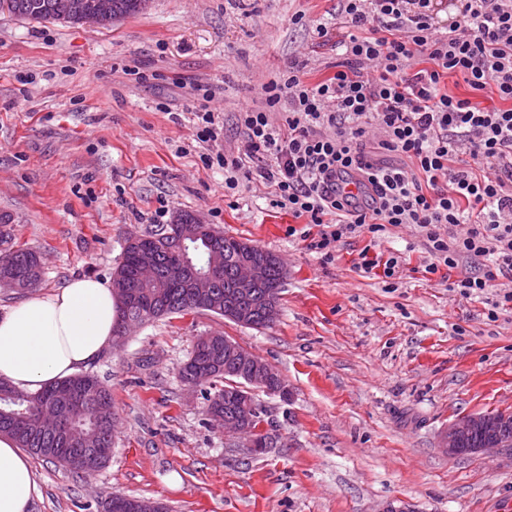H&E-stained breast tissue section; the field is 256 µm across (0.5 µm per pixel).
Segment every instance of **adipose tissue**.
I'll return each instance as SVG.
<instances>
[{"mask_svg": "<svg viewBox=\"0 0 512 512\" xmlns=\"http://www.w3.org/2000/svg\"><path fill=\"white\" fill-rule=\"evenodd\" d=\"M117 299L111 283L79 277L0 314V379L36 393L72 377L111 345ZM38 493L29 457L0 438V512H27Z\"/></svg>", "mask_w": 512, "mask_h": 512, "instance_id": "ef3b65f1", "label": "adipose tissue"}]
</instances>
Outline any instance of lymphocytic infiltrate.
Here are the masks:
<instances>
[{
  "label": "lymphocytic infiltrate",
  "mask_w": 512,
  "mask_h": 512,
  "mask_svg": "<svg viewBox=\"0 0 512 512\" xmlns=\"http://www.w3.org/2000/svg\"><path fill=\"white\" fill-rule=\"evenodd\" d=\"M341 2L335 29L315 27L340 51L335 73L310 83L291 62L237 113L242 145L215 157L224 190L270 185L272 206L305 221L289 234L326 262L344 238L414 225L426 274L478 263L453 286L484 294L512 273V0H450L444 29L434 0ZM450 77L497 105L451 94ZM390 153L406 165L382 163Z\"/></svg>",
  "instance_id": "1"
}]
</instances>
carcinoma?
Wrapping results in <instances>:
<instances>
[{"mask_svg": "<svg viewBox=\"0 0 512 512\" xmlns=\"http://www.w3.org/2000/svg\"><path fill=\"white\" fill-rule=\"evenodd\" d=\"M11 11L35 22L54 19L56 0H10ZM75 10L69 19L79 23V16L86 10H97L99 24L110 25L124 17L139 12L138 0H73ZM11 219L0 213V275L18 274L24 278L22 291L39 286L43 276V266L37 251L14 245L12 242ZM189 242L195 246L197 257L206 264L215 265L214 283L210 288L211 298L197 297L185 284H172L167 279L169 265L178 260L182 244ZM243 241L215 230L209 224L194 223L193 215L184 213L172 224H157L143 235L130 237L126 241L122 258L113 273L112 285L120 287V280L131 283L128 299H117L118 321L114 341L123 339L124 324L129 319L147 323L156 319L182 314L190 310L206 311L224 315V297L235 287L236 267ZM286 273L278 259L267 261V288H281ZM212 351L206 355L192 352L190 366L179 369V377L184 385L201 388L207 408L219 407L235 413L234 401L224 400V386L239 377L232 375L236 370L228 360L224 350V335L215 333L207 336ZM78 386L90 385L94 389L93 398L79 404L63 402L55 397V387L50 386L38 393L14 389V393L0 397V436L10 438L16 447L32 455L55 462L73 473L79 469L71 461L67 444L59 437L43 433L39 413L42 407L58 406L65 424L71 429L92 432L96 435L100 448H112L114 430L112 419L96 416V406L100 403L112 405V389L104 385L96 376L78 374L66 379ZM489 439L512 441V414L500 411L485 414L483 426L472 431L462 443V450L480 448ZM118 501H125L128 508L123 512H137L134 503L137 497L108 496L99 505V512H116L112 508Z\"/></svg>", "mask_w": 512, "mask_h": 512, "instance_id": "carcinoma-1", "label": "carcinoma"}]
</instances>
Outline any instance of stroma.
I'll return each mask as SVG.
<instances>
[{
	"label": "stroma",
	"instance_id": "obj_1",
	"mask_svg": "<svg viewBox=\"0 0 512 512\" xmlns=\"http://www.w3.org/2000/svg\"><path fill=\"white\" fill-rule=\"evenodd\" d=\"M338 0H152L106 26L35 22L0 10V213L39 252L46 295L70 280L112 279L128 237L165 207L279 256L280 311L253 329L192 311L143 324L87 368L112 390L107 464L75 475L33 458L29 512H97L113 494L168 512H512V455L451 456L459 416L512 412V311L499 290L462 297L425 278L416 226L388 227L376 247L404 259L394 282L356 267L368 236L323 262L272 207L271 189L207 166L193 85L213 90L224 120L216 150L241 139L235 114L263 84L303 61L333 75ZM138 66L140 76L127 74ZM221 333L268 363L287 399L256 391L278 437L257 453L233 447L178 375L199 337Z\"/></svg>",
	"mask_w": 512,
	"mask_h": 512
}]
</instances>
